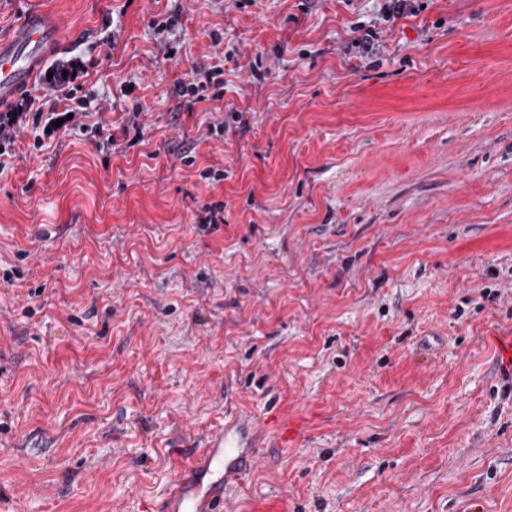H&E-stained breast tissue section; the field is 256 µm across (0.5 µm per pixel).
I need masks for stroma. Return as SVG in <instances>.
Segmentation results:
<instances>
[{"mask_svg":"<svg viewBox=\"0 0 512 512\" xmlns=\"http://www.w3.org/2000/svg\"><path fill=\"white\" fill-rule=\"evenodd\" d=\"M417 3L0 0L79 68L0 173V512H153L251 422L225 512H512V0ZM194 74V81L196 82H190L188 85L179 84L176 88L180 97L189 96V99L185 101L188 110H191L194 104L204 100L205 95H201L200 92L207 89V84L211 85L212 82L216 81L218 86L223 83L221 80L216 79L221 73L210 68L194 67ZM195 96L197 97L194 98ZM483 343L495 351L500 360L499 377L510 383L512 391V336H485Z\"/></svg>","mask_w":512,"mask_h":512,"instance_id":"stroma-1","label":"stroma"}]
</instances>
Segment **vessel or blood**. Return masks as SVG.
<instances>
[{
	"label": "vessel or blood",
	"mask_w": 512,
	"mask_h": 512,
	"mask_svg": "<svg viewBox=\"0 0 512 512\" xmlns=\"http://www.w3.org/2000/svg\"><path fill=\"white\" fill-rule=\"evenodd\" d=\"M60 24L39 11L24 13L11 35L0 39V102L29 89L46 56L60 43ZM500 360V378L512 384V336L484 337ZM259 450L247 435L227 431L211 436L204 449L190 453L169 481L157 512H224V492L254 467Z\"/></svg>",
	"instance_id": "obj_1"
}]
</instances>
